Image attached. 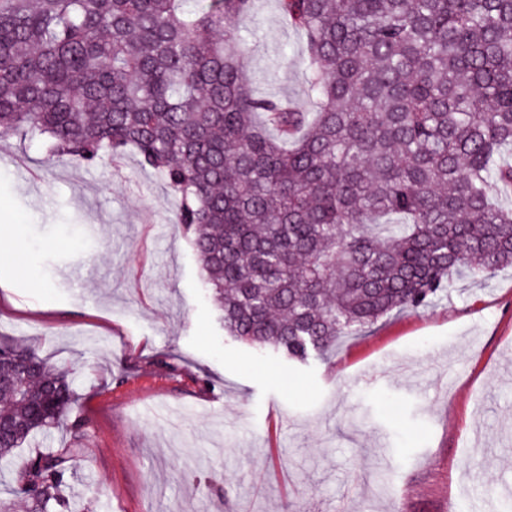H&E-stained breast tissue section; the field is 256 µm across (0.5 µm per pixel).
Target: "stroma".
I'll return each mask as SVG.
<instances>
[{
  "label": "stroma",
  "instance_id": "1",
  "mask_svg": "<svg viewBox=\"0 0 512 512\" xmlns=\"http://www.w3.org/2000/svg\"><path fill=\"white\" fill-rule=\"evenodd\" d=\"M259 94L309 108L275 0L240 24ZM177 200L133 155L92 163L0 139V342L73 373L69 512H486L512 491V268L454 275L302 365L225 336Z\"/></svg>",
  "mask_w": 512,
  "mask_h": 512
}]
</instances>
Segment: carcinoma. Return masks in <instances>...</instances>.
I'll return each mask as SVG.
<instances>
[{
	"instance_id": "obj_1",
	"label": "carcinoma",
	"mask_w": 512,
	"mask_h": 512,
	"mask_svg": "<svg viewBox=\"0 0 512 512\" xmlns=\"http://www.w3.org/2000/svg\"><path fill=\"white\" fill-rule=\"evenodd\" d=\"M314 109L257 94L254 0H0V138L75 162L127 151L178 197L224 332L301 362L512 266V0H276ZM75 406L69 370L0 346V463ZM78 448L12 495L66 507Z\"/></svg>"
}]
</instances>
